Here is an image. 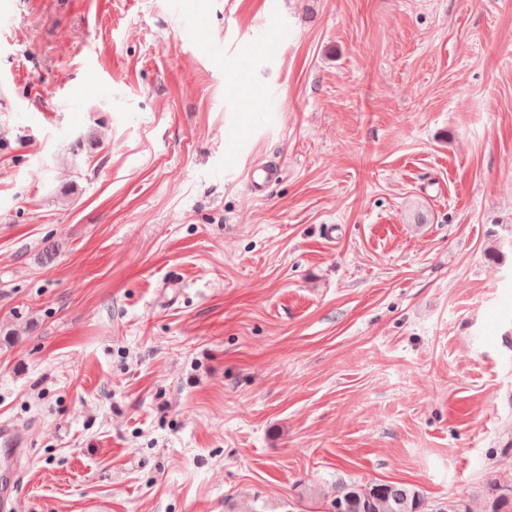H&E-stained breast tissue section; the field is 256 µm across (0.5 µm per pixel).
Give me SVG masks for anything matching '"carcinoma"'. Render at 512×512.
Wrapping results in <instances>:
<instances>
[{
  "mask_svg": "<svg viewBox=\"0 0 512 512\" xmlns=\"http://www.w3.org/2000/svg\"><path fill=\"white\" fill-rule=\"evenodd\" d=\"M484 493L490 512L512 509V484L494 478L487 482ZM327 512H467L460 500L429 503L416 489L404 484L343 483L327 502Z\"/></svg>",
  "mask_w": 512,
  "mask_h": 512,
  "instance_id": "1",
  "label": "carcinoma"
}]
</instances>
